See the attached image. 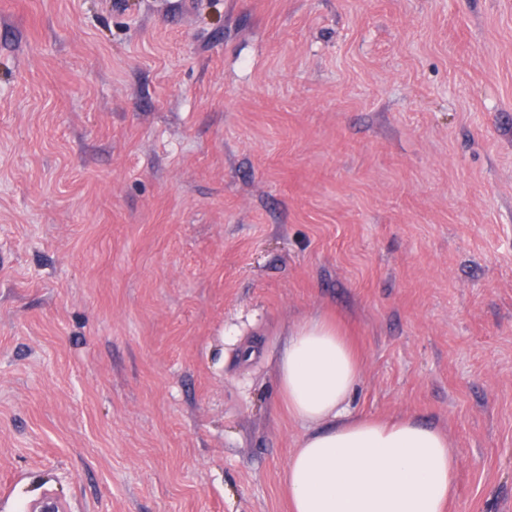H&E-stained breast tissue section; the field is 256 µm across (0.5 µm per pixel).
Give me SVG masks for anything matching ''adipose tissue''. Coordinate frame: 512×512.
Returning <instances> with one entry per match:
<instances>
[{"instance_id": "obj_1", "label": "adipose tissue", "mask_w": 512, "mask_h": 512, "mask_svg": "<svg viewBox=\"0 0 512 512\" xmlns=\"http://www.w3.org/2000/svg\"><path fill=\"white\" fill-rule=\"evenodd\" d=\"M360 374L337 325L311 318L290 330L278 390L289 414L313 427L284 470L292 512H445L460 467L447 436L351 411Z\"/></svg>"}]
</instances>
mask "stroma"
I'll use <instances>...</instances> for the list:
<instances>
[{
	"instance_id": "1",
	"label": "stroma",
	"mask_w": 512,
	"mask_h": 512,
	"mask_svg": "<svg viewBox=\"0 0 512 512\" xmlns=\"http://www.w3.org/2000/svg\"><path fill=\"white\" fill-rule=\"evenodd\" d=\"M315 316L512 512V0H0V512H290Z\"/></svg>"
}]
</instances>
